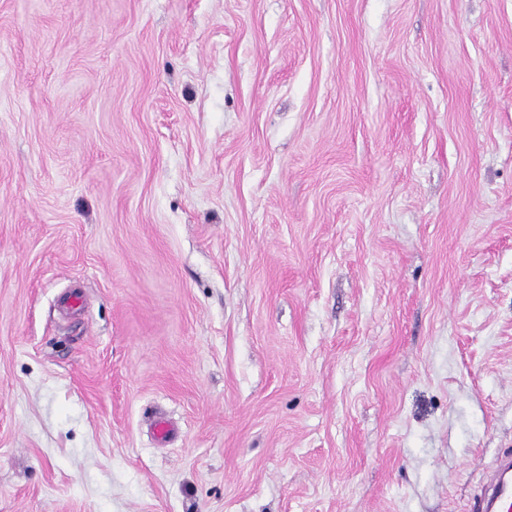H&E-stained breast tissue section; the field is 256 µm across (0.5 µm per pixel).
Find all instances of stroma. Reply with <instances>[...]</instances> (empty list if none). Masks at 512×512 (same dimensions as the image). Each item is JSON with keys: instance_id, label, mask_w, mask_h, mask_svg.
<instances>
[{"instance_id": "35a3bbf8", "label": "stroma", "mask_w": 512, "mask_h": 512, "mask_svg": "<svg viewBox=\"0 0 512 512\" xmlns=\"http://www.w3.org/2000/svg\"><path fill=\"white\" fill-rule=\"evenodd\" d=\"M506 448L512 0H0V512H466Z\"/></svg>"}]
</instances>
